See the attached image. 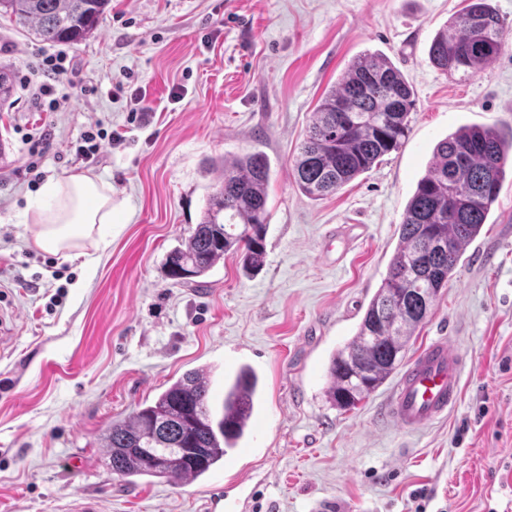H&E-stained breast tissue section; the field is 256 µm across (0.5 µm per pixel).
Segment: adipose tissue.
<instances>
[{
	"mask_svg": "<svg viewBox=\"0 0 512 512\" xmlns=\"http://www.w3.org/2000/svg\"><path fill=\"white\" fill-rule=\"evenodd\" d=\"M35 225L34 242L44 252L84 251L86 243L106 248L112 221V187L89 173L48 181L26 213Z\"/></svg>",
	"mask_w": 512,
	"mask_h": 512,
	"instance_id": "obj_1",
	"label": "adipose tissue"
}]
</instances>
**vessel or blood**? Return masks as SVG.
<instances>
[{
	"instance_id": "1",
	"label": "vessel or blood",
	"mask_w": 512,
	"mask_h": 512,
	"mask_svg": "<svg viewBox=\"0 0 512 512\" xmlns=\"http://www.w3.org/2000/svg\"><path fill=\"white\" fill-rule=\"evenodd\" d=\"M464 357L437 339L406 366L386 416L398 426L416 429L440 420L456 406L461 392Z\"/></svg>"
}]
</instances>
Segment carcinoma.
<instances>
[{
  "label": "carcinoma",
  "mask_w": 512,
  "mask_h": 512,
  "mask_svg": "<svg viewBox=\"0 0 512 512\" xmlns=\"http://www.w3.org/2000/svg\"><path fill=\"white\" fill-rule=\"evenodd\" d=\"M110 0H0V11L42 40L79 44L91 36ZM503 20L491 0H464L433 38L429 59L467 77L501 52ZM413 92L383 54L364 52L338 86L317 104L293 160L295 181L312 200L335 192L398 149L408 130ZM512 135L492 126L459 127L438 142L400 224L399 245L355 336L331 357L329 401L352 410L406 358L428 313L421 295L448 284L466 248L486 223L506 178ZM270 166L259 153L224 157L221 181L200 222L165 262L167 276L189 286L224 255L246 272L266 261ZM211 380L186 372L151 403L112 422L103 436L108 465L127 483L136 476L178 484L209 472L237 445L254 413L258 376L241 367L224 385L221 411L212 409Z\"/></svg>",
  "instance_id": "cac0c4a2"
}]
</instances>
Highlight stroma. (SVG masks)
Listing matches in <instances>:
<instances>
[{
    "mask_svg": "<svg viewBox=\"0 0 512 512\" xmlns=\"http://www.w3.org/2000/svg\"><path fill=\"white\" fill-rule=\"evenodd\" d=\"M461 0H112L98 29L68 46L77 73L61 107L16 86L0 107V512H512V176L416 332L410 354L445 338L466 366L444 420L403 429L384 412L391 376L356 409L328 400V367L387 274L406 204L436 144L464 125L512 128V0H492L503 46L468 79L428 50ZM56 44L0 16V68ZM365 51L386 54L415 107L402 146L336 193L298 189L292 158L319 100ZM145 94L147 118L130 110ZM120 133L95 161L74 150L94 123ZM46 126L44 179L88 172L112 186L108 247L94 264L49 254L24 220L39 194L19 169L27 133ZM270 165L266 262L246 274L225 255L198 285L166 275L225 157ZM259 402L236 448L204 477L125 483L107 464L113 421L208 368L214 405L241 366Z\"/></svg>",
    "mask_w": 512,
    "mask_h": 512,
    "instance_id": "obj_1",
    "label": "stroma"
}]
</instances>
